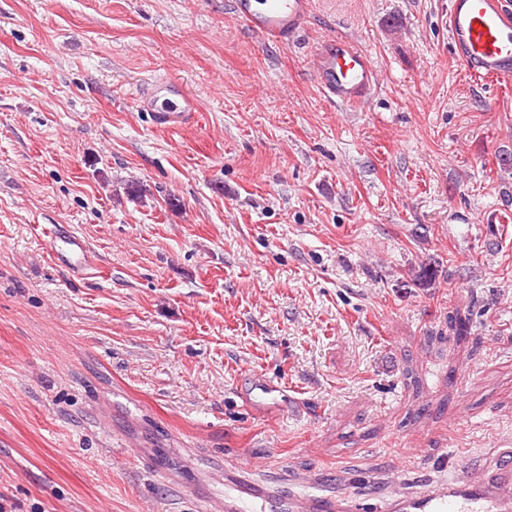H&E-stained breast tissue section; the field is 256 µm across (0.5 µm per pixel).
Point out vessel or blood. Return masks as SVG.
<instances>
[{"label": "vessel or blood", "mask_w": 512, "mask_h": 512, "mask_svg": "<svg viewBox=\"0 0 512 512\" xmlns=\"http://www.w3.org/2000/svg\"><path fill=\"white\" fill-rule=\"evenodd\" d=\"M232 16L250 32L278 43L303 34L311 21L310 0H230ZM448 42L454 57L479 79L512 77V7L507 0H448ZM310 69L333 103L368 107L376 85L369 54L334 38L314 46ZM138 104L153 124L176 129L190 123L195 99L179 84L163 78L138 94ZM54 254L70 273L81 272L87 246L77 236L54 245ZM457 477L405 487L404 475L389 481L363 478L353 492L316 484L301 487L291 473L259 475L233 464L224 466V512H512V441L487 464L473 467L467 453L453 461ZM377 501L368 510L369 501Z\"/></svg>", "instance_id": "obj_1"}]
</instances>
